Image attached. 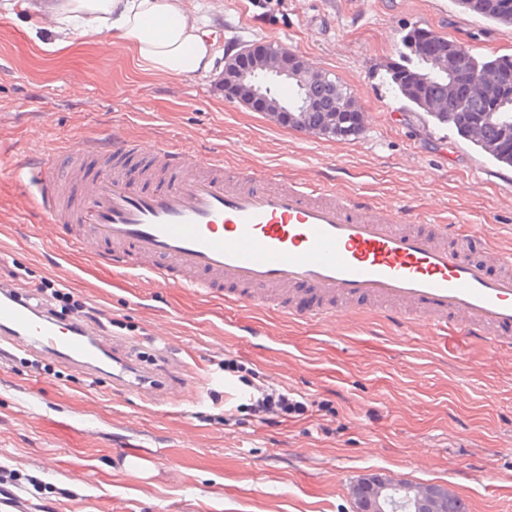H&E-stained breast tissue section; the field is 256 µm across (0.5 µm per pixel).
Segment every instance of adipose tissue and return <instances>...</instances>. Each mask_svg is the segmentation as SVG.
Wrapping results in <instances>:
<instances>
[{
	"mask_svg": "<svg viewBox=\"0 0 512 512\" xmlns=\"http://www.w3.org/2000/svg\"><path fill=\"white\" fill-rule=\"evenodd\" d=\"M40 20L61 44L111 31L156 74H204L215 60L186 0H53Z\"/></svg>",
	"mask_w": 512,
	"mask_h": 512,
	"instance_id": "1",
	"label": "adipose tissue"
}]
</instances>
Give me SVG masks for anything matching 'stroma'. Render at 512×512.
Instances as JSON below:
<instances>
[{
	"mask_svg": "<svg viewBox=\"0 0 512 512\" xmlns=\"http://www.w3.org/2000/svg\"><path fill=\"white\" fill-rule=\"evenodd\" d=\"M39 3L0 0V278L32 294L44 279L62 284L100 311L103 340L157 380L130 393L0 352V501L13 512H351L352 481L378 470L446 484L467 512H512V355L461 329L429 338L362 303L336 325L157 285L47 236L13 175L16 159L117 131L512 252V168L411 108L388 75L405 28L497 55L512 53V28L453 0H187L221 54L272 41L342 81L363 127L326 139L225 100L221 59L168 77L142 71L108 31L105 52L88 38L53 48L33 22ZM223 359L243 375H225ZM172 373L188 390L178 403L163 399ZM254 375L307 413L277 425L242 410Z\"/></svg>",
	"mask_w": 512,
	"mask_h": 512,
	"instance_id": "35a3bbf8",
	"label": "stroma"
}]
</instances>
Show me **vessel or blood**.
Listing matches in <instances>:
<instances>
[{"mask_svg":"<svg viewBox=\"0 0 512 512\" xmlns=\"http://www.w3.org/2000/svg\"><path fill=\"white\" fill-rule=\"evenodd\" d=\"M67 156L61 172L40 155L15 168L38 193L47 223L68 225L70 246L104 247L160 285L236 287L249 306L306 319L331 318L337 303L360 299L405 327H464L496 351L512 339V255L484 240L461 248L449 244L447 225L409 230L398 209L351 205L275 173L261 188L250 175L227 179L219 154L198 161L181 148L112 134ZM93 156L108 166L87 170ZM0 340L128 391L144 384L128 357L106 364L95 328L60 323L4 281Z\"/></svg>","mask_w":512,"mask_h":512,"instance_id":"vessel-or-blood-1","label":"vessel or blood"}]
</instances>
